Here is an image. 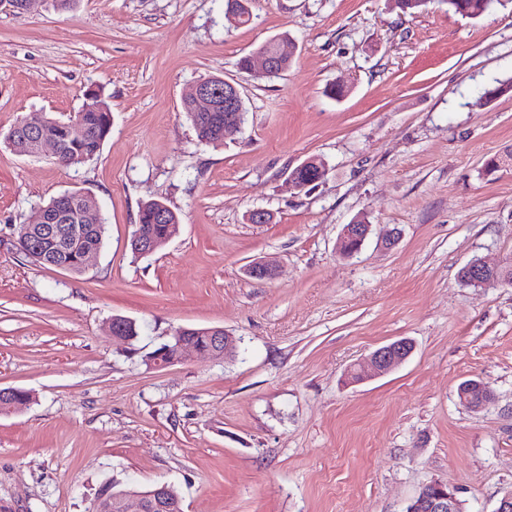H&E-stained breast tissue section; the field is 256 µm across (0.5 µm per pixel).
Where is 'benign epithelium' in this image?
Segmentation results:
<instances>
[{
	"label": "benign epithelium",
	"mask_w": 512,
	"mask_h": 512,
	"mask_svg": "<svg viewBox=\"0 0 512 512\" xmlns=\"http://www.w3.org/2000/svg\"><path fill=\"white\" fill-rule=\"evenodd\" d=\"M289 53L288 44L280 43L278 53H266L258 50L255 58L261 62L264 75H270L277 69V59ZM194 112L213 114L214 125L224 128V137L228 138L241 130L243 119L242 96L239 89L222 77H212L197 84L194 92L184 99ZM46 123L24 120L20 122L22 130L12 140L18 148L30 155H38L47 145L52 147L56 159L63 157L64 145H78L93 137L92 131L81 118L72 117L63 124L61 137H49L43 134ZM88 197L84 192L65 193L61 203L52 208L38 210L36 219L23 225L20 243L32 246L39 234H48L58 243L74 246L82 232L79 226L69 224L70 211ZM372 231V225L359 224L352 219L344 225L336 241V251L343 256L358 253ZM179 235L174 231L166 238L159 237L146 224L135 225L130 244L138 255L154 253L160 246ZM247 273L252 278L272 279L277 274V265L271 260H258L250 264ZM462 281L470 286L480 287L490 282L505 286L512 285V259L496 265H489L481 259H473L461 271ZM236 350V339L221 327L187 328L170 341L161 343L144 359L150 369L167 368L183 363L194 356H209L215 359H228ZM413 352V343L408 339H399L374 350L368 358L371 376H381L401 365ZM461 404L477 411L494 394L490 387L479 380H467L457 390ZM29 392L19 388H0V396L11 400L10 410L14 411L28 399ZM464 503L458 497V489L443 481H431L426 484L408 506L406 512H464ZM92 512H184L183 500L179 493L168 484L154 486L149 491L130 489H98Z\"/></svg>",
	"instance_id": "7a95c632"
}]
</instances>
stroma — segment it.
Segmentation results:
<instances>
[{
    "label": "stroma",
    "instance_id": "1",
    "mask_svg": "<svg viewBox=\"0 0 512 512\" xmlns=\"http://www.w3.org/2000/svg\"><path fill=\"white\" fill-rule=\"evenodd\" d=\"M76 0L0 12V388L32 402L0 413V507L90 512L101 484L174 485L184 512H405L442 480L468 512L512 489V287L458 273L512 256V0L478 20L447 6L413 15L389 0ZM296 44L274 79L237 62L278 33ZM241 91L235 140L198 141L182 111L197 83ZM349 86L342 100L329 84ZM112 109L94 159L61 165L4 137L36 114L68 117L88 90ZM491 97L483 107L475 100ZM318 156L305 192L290 171ZM98 203L104 245L81 274L17 249L50 198ZM176 211L181 231L132 254L141 203ZM255 209L272 212L252 224ZM372 233L336 253L344 224ZM393 248L381 239L391 230ZM272 256L275 278L246 267ZM133 319V345L112 338ZM186 327H221L235 357L151 370L143 355ZM411 339L394 371L359 384L347 370ZM495 397L462 406L460 383Z\"/></svg>",
    "mask_w": 512,
    "mask_h": 512
}]
</instances>
